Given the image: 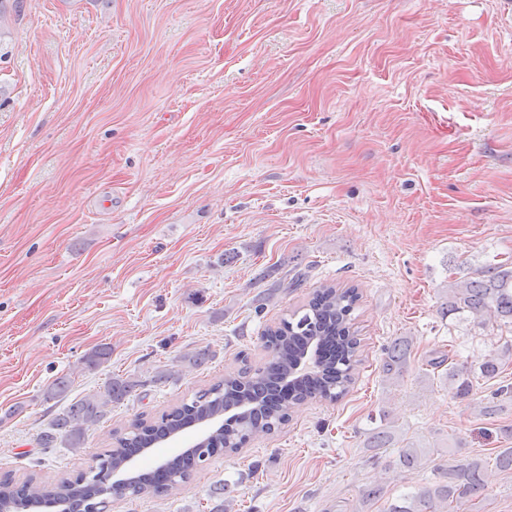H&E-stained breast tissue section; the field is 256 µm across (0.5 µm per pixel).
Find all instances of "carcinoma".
<instances>
[{
	"instance_id": "1",
	"label": "carcinoma",
	"mask_w": 512,
	"mask_h": 512,
	"mask_svg": "<svg viewBox=\"0 0 512 512\" xmlns=\"http://www.w3.org/2000/svg\"><path fill=\"white\" fill-rule=\"evenodd\" d=\"M359 300L360 293L354 286H322L301 310L264 333L265 345L274 354V368L256 372L246 384L228 375L198 391L190 402L163 415L159 421L132 424L127 436L119 438L118 447L99 455L96 472L88 478L80 474L53 485L29 478L19 486L14 485L9 476L1 478L0 512H19L23 499L33 507L52 505L60 512H91V505L103 503L113 495L167 493L187 481L197 463L212 456L217 449L237 450L247 439L279 429L288 422L293 407L317 396L330 401L338 399L354 383L360 363V340L353 317ZM443 313L448 316L467 313L482 326L492 323L512 333V257L463 271L448 288ZM324 338L334 341V354L319 360L313 379L296 389H288V396L270 403L268 397L276 395L278 379L288 376L298 361L296 347L304 341ZM407 354L408 342L394 341L387 348L386 371L401 370ZM110 355V349L100 345L84 356V366L94 370ZM509 360H512V339L489 354L477 373L448 366V387L455 397L467 399L472 395L474 380L488 382L497 378ZM140 385V381L109 379L99 390L58 414L52 422L53 432L41 435L39 446L53 447L60 435L68 447H82L87 431L100 421L103 408L123 400ZM227 409L238 411L235 426L216 432L199 452L167 460L163 464L165 484L153 481L147 472L133 481H112L113 472L132 456L133 450L164 439L179 430L190 416L202 420ZM424 458L421 449L408 444L398 450L396 465L403 472H411L422 465ZM485 491V463L480 459L462 458L440 468L435 482L393 499L386 512H461L465 503L483 496Z\"/></svg>"
}]
</instances>
